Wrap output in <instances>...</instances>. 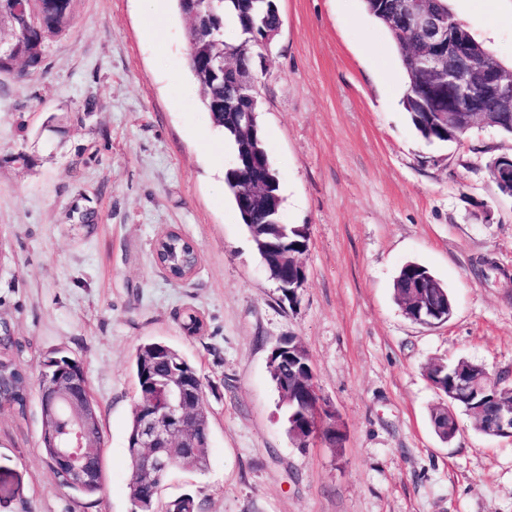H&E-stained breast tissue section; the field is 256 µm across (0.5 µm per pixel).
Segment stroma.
I'll return each mask as SVG.
<instances>
[{"label":"stroma","mask_w":512,"mask_h":512,"mask_svg":"<svg viewBox=\"0 0 512 512\" xmlns=\"http://www.w3.org/2000/svg\"><path fill=\"white\" fill-rule=\"evenodd\" d=\"M276 5L273 65L256 78L282 220L309 228L292 302L212 190L234 152L200 103L174 0L147 14L139 0H74L41 67L20 82L0 74V335L33 377L56 349L82 362L104 477L90 500L61 485L30 388L25 414L0 409V512H131L132 361L154 339L195 364L209 411L207 469L171 472L163 497L192 494L200 512H512V439L461 411L442 441L430 412L446 399L426 376L460 358L512 372V198L489 168L512 155V135L476 127L425 143L401 104L398 50L364 0ZM450 9L512 66V0ZM169 229L199 252L181 282L154 260ZM410 261L447 286V323H414L398 305ZM189 311L200 334L183 329ZM287 336L336 410L338 447L301 449L286 431L268 360Z\"/></svg>","instance_id":"35a3bbf8"}]
</instances>
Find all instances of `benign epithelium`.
<instances>
[{
    "label": "benign epithelium",
    "mask_w": 512,
    "mask_h": 512,
    "mask_svg": "<svg viewBox=\"0 0 512 512\" xmlns=\"http://www.w3.org/2000/svg\"><path fill=\"white\" fill-rule=\"evenodd\" d=\"M439 0H408L406 26L415 36L408 49V57L423 64L433 74L434 88L448 94V107L437 109L432 117L448 126V135L458 140L460 134L477 125L486 124L488 113L485 101L493 100L495 112L512 114V72L497 63L472 54L467 29L461 21L437 10ZM237 53L224 49L220 68L224 84L236 91V108L245 122L239 126L240 148L234 155L231 171L238 175L240 203L246 211H261L267 216L280 215L277 195L270 192L267 165L257 156L251 143L256 125L248 121L254 104L256 77L253 70L237 66ZM491 173L502 187L512 185V155L499 156L491 165ZM408 317L428 325H441L453 315L446 304L421 297L410 302ZM305 356L299 345L290 347L283 340L272 349L269 368L277 371L280 361ZM201 378L196 374L174 372L168 400L157 408L146 401L141 406V421L129 447L141 448L142 472L156 481L162 480L172 466L170 449H181V457L189 468L197 464L200 451ZM87 376L83 364L73 359L54 366L51 359L41 362L38 391L42 410L41 439L51 441L58 452L52 461L55 469L68 472L76 478L93 481L102 477L100 453L89 447L88 429L96 424L95 416L87 411L73 417L74 429L66 435L59 431L57 422L66 408L81 404L75 394L87 390ZM482 389L479 377L470 372L459 375L451 397H471ZM502 397L493 400L490 407L475 409V415L487 426V433L512 439V376L504 375L498 385ZM281 403L291 404L307 415V420L289 419L288 433L304 447L312 438L341 441L343 431L336 411L321 398L317 386L310 384L291 394L288 386L280 387Z\"/></svg>",
    "instance_id": "1"
}]
</instances>
